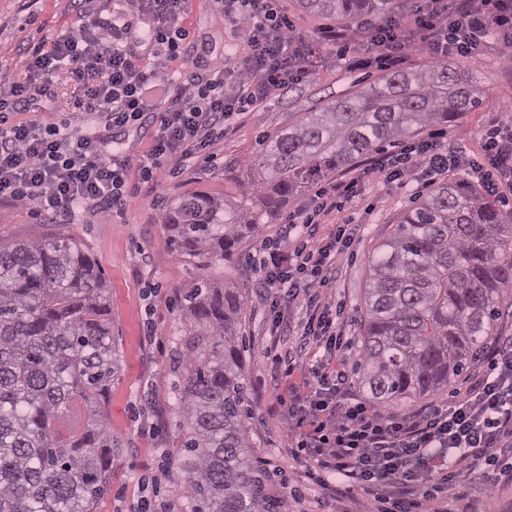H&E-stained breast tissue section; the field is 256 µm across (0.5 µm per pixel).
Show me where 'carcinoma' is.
I'll return each mask as SVG.
<instances>
[{
  "mask_svg": "<svg viewBox=\"0 0 512 512\" xmlns=\"http://www.w3.org/2000/svg\"><path fill=\"white\" fill-rule=\"evenodd\" d=\"M362 21L395 0H298ZM481 104L448 63L384 74L265 137L231 199L185 195L164 215L176 251L222 261L311 188L386 143ZM358 384L388 407L447 389L512 308V217L448 180L400 216L368 262ZM244 301L207 277L184 295L177 343L191 512H272L242 430ZM120 369L106 288L62 240L0 242V512H93L120 442L100 403Z\"/></svg>",
  "mask_w": 512,
  "mask_h": 512,
  "instance_id": "obj_1",
  "label": "carcinoma"
}]
</instances>
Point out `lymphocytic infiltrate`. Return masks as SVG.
Here are the masks:
<instances>
[{
	"mask_svg": "<svg viewBox=\"0 0 512 512\" xmlns=\"http://www.w3.org/2000/svg\"><path fill=\"white\" fill-rule=\"evenodd\" d=\"M276 0H211L235 32L230 54H217L205 76L181 65L190 35L189 0H112L94 10L91 22L27 44L18 56L23 81L0 92V203L28 209L53 221H72L81 210L103 219L120 213L131 192L127 170L116 163L109 130L150 129L151 143L139 168L152 196H159L172 164H181L222 139L242 112L301 82L307 65L326 45L339 44L349 67L389 71L410 52L441 61L451 56L479 60L489 37L512 44V0H410L395 13L363 28L360 39L327 30L306 39ZM241 66L234 88L224 77L231 58ZM74 84L71 109L53 124L14 122L33 94L51 95L59 71ZM174 90L159 105L158 86ZM98 127L79 128L84 114ZM482 158L468 162L461 149L440 136L402 146L371 161L358 175L317 189L289 217L299 243L271 250L257 268L274 305L301 303L303 318H289L288 333L301 348L341 351L346 342L340 315L324 292L336 260L351 247L346 225L322 237L317 217L341 211L367 181L391 184L417 168L436 178L464 170L490 196L512 191V117L492 116ZM490 372L445 406L427 405L396 416L361 398L347 378L326 363L313 370L308 390L273 391L286 408V443L304 458L307 476H333L372 493L383 512H441L439 494L453 490L473 468L487 483L512 459V341L490 353Z\"/></svg>",
	"mask_w": 512,
	"mask_h": 512,
	"instance_id": "1",
	"label": "lymphocytic infiltrate"
}]
</instances>
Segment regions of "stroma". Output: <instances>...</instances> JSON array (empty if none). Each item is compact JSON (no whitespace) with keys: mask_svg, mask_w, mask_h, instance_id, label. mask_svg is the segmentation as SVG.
Wrapping results in <instances>:
<instances>
[{"mask_svg":"<svg viewBox=\"0 0 512 512\" xmlns=\"http://www.w3.org/2000/svg\"><path fill=\"white\" fill-rule=\"evenodd\" d=\"M190 30L185 62L222 52L231 42L230 27L207 0H190ZM77 0H0V91L20 81L17 50L21 44L65 31L79 17ZM452 63L472 77L481 104L435 134L468 155H479L491 113L512 105V47L489 38L479 62L456 56ZM307 81L279 97L268 99L258 111L242 114L224 139L184 164L166 184L157 202L144 192L130 194L122 214L104 221L92 212L77 213L73 223L50 224L28 210L0 205V241L5 243L62 239L76 245L102 273L110 306L112 337L121 368L104 400L112 432L122 441L112 468L111 488L95 504V512H142L145 504L169 505L172 512H190V501L174 460L181 433L176 414V379L171 358L184 324L183 295L202 276L228 284L242 296L241 337L246 378L243 432L255 465L269 475L267 495L278 512H377L373 495L348 490L339 481L320 486L305 475L304 459L289 455L283 446L284 418L270 399L272 388L287 390L283 368L267 360L271 345L288 350L294 339L276 325L271 300L254 267L270 247L291 246L283 225L269 224L240 246L239 254L207 268L175 251L163 224V214L179 197L205 192L235 195L243 177L272 134L304 113L347 96L378 80L375 71L350 70L336 53L313 61ZM430 188L425 172L408 177L406 186L374 181L362 194L346 202L343 214L357 226L355 242L340 260L332 298L343 309L346 347L332 362L352 375L360 357L358 336L368 258L386 238L415 197ZM446 512H512V479L494 485L475 481L463 485L458 497H442Z\"/></svg>","mask_w":512,"mask_h":512,"instance_id":"obj_1","label":"stroma"}]
</instances>
